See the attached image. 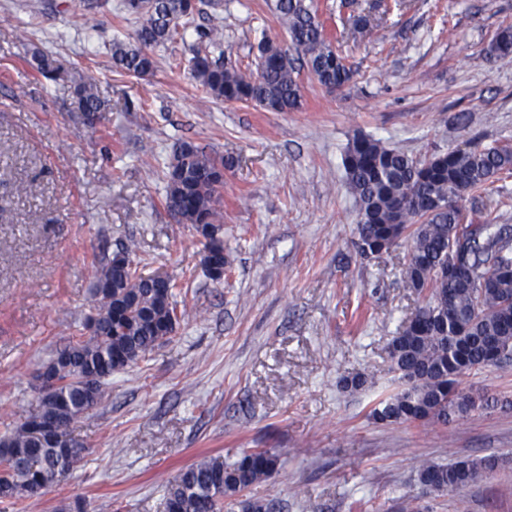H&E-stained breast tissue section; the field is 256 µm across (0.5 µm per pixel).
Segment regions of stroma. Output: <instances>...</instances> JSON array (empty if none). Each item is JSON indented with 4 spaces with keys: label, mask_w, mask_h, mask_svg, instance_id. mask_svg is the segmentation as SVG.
Instances as JSON below:
<instances>
[{
    "label": "stroma",
    "mask_w": 512,
    "mask_h": 512,
    "mask_svg": "<svg viewBox=\"0 0 512 512\" xmlns=\"http://www.w3.org/2000/svg\"><path fill=\"white\" fill-rule=\"evenodd\" d=\"M122 3L0 0V432L33 409L38 368L93 310L96 263L127 239L140 273L168 275L189 315L108 378L73 426L87 455L22 512H65L77 497L84 512H164L162 477L254 448L280 456L248 491L275 512H512V365L467 379L498 397L494 409L445 426L371 417L398 387L388 347L420 302L402 276L407 243L368 259L355 249L342 165L358 132L417 157L512 142V62L483 58L512 26V0H314L353 77L330 90L301 70L293 112L224 104L189 70L198 26L221 24L224 56L241 68L262 39L289 47L269 0H198L142 79L112 67L113 41L138 27ZM360 16L370 27L356 35ZM36 50L63 77L44 78ZM87 71L107 104L94 125L73 107L72 79ZM185 139L232 163L220 283L147 173ZM358 373L367 385L344 388ZM489 454L505 463L478 485L425 494L416 481L422 461Z\"/></svg>",
    "instance_id": "stroma-1"
}]
</instances>
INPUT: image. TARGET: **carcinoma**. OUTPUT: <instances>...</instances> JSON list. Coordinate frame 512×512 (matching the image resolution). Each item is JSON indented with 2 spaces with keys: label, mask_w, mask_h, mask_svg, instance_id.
<instances>
[{
  "label": "carcinoma",
  "mask_w": 512,
  "mask_h": 512,
  "mask_svg": "<svg viewBox=\"0 0 512 512\" xmlns=\"http://www.w3.org/2000/svg\"><path fill=\"white\" fill-rule=\"evenodd\" d=\"M185 0H124L137 17L130 42L112 43L113 66L144 78L155 69L152 50L170 41L193 14ZM274 11L308 70L324 87L347 85L352 71L324 32L310 0H275ZM190 59L193 79L210 97L253 105L268 112L301 108L302 87L295 59L271 39L258 43L255 67L224 63V29L212 24L196 32ZM512 54V27L486 50L485 59ZM37 70L49 78L62 67L39 51ZM93 74L75 81L77 110L91 123L103 117L105 102ZM346 182L355 198L357 241L364 257L379 256L401 239L409 242L403 279L424 304L389 344L391 369L401 389L380 400L373 416L385 423L448 424L476 410L495 406L493 396L461 386L464 377L491 365L512 363V226L492 223L501 200L488 199L480 218L465 220L466 203L512 177V144L470 143L423 158L410 157L365 134L355 135L343 158ZM165 207L181 224L203 226L204 248L224 256V157L189 141L180 142L165 171ZM139 243L129 239L121 252L127 265L108 257L96 267L92 302L95 314L83 332L42 368L59 380L38 409L0 435V457L9 474L0 483L8 504L39 496L70 477L86 448L73 445L67 431L104 397L112 373L145 359L176 332L188 316L178 309L171 288H159L137 273ZM499 465L495 456L460 458L446 465L421 463L417 480L443 493L480 483ZM279 456L269 449L243 452L228 463L204 457L164 480L168 512H224L242 492L270 477Z\"/></svg>",
  "instance_id": "obj_1"
}]
</instances>
